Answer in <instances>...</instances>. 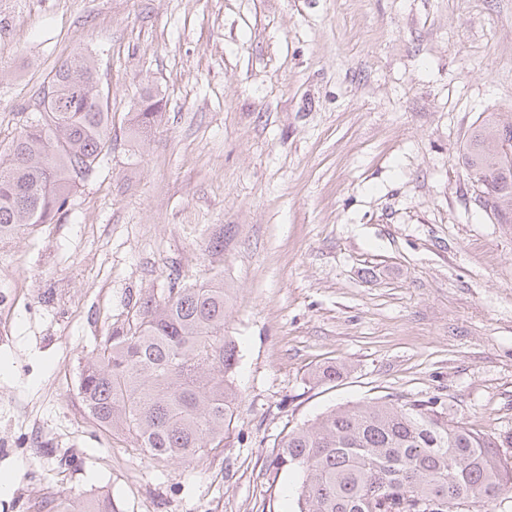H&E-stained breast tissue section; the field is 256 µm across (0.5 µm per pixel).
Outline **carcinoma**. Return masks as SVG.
Returning <instances> with one entry per match:
<instances>
[{
	"label": "carcinoma",
	"instance_id": "obj_1",
	"mask_svg": "<svg viewBox=\"0 0 512 512\" xmlns=\"http://www.w3.org/2000/svg\"><path fill=\"white\" fill-rule=\"evenodd\" d=\"M40 109L0 161V240L64 212L77 181L112 151L109 92L94 61L61 62ZM148 92L130 122L157 121ZM464 167L490 196L486 208L512 224V121L492 112L471 131ZM228 289L216 278L193 287L173 279L163 300L139 302L136 318L97 345L79 393L97 425L132 437L157 462L189 465L226 446L236 411L238 345L224 335ZM274 471L296 472L297 512H486L512 491V458L491 438L448 417L430 400L386 396L334 408L283 437ZM49 512H112V498L52 500Z\"/></svg>",
	"mask_w": 512,
	"mask_h": 512
}]
</instances>
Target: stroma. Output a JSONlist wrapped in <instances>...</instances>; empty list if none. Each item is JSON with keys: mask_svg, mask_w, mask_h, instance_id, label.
Instances as JSON below:
<instances>
[{"mask_svg": "<svg viewBox=\"0 0 512 512\" xmlns=\"http://www.w3.org/2000/svg\"><path fill=\"white\" fill-rule=\"evenodd\" d=\"M0 19V158L61 61L93 56L112 104L67 211L0 240V512L98 493L296 512L277 442L389 394L512 443V226L460 159L481 113L512 119V0H0ZM148 89L162 112L136 134ZM219 276L226 446L184 467L106 437L78 391L96 345L171 278Z\"/></svg>", "mask_w": 512, "mask_h": 512, "instance_id": "stroma-1", "label": "stroma"}]
</instances>
